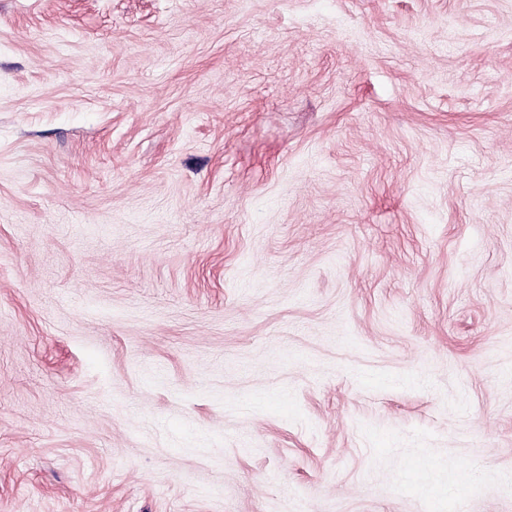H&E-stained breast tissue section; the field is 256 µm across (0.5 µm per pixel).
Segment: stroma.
Wrapping results in <instances>:
<instances>
[{
    "label": "stroma",
    "mask_w": 512,
    "mask_h": 512,
    "mask_svg": "<svg viewBox=\"0 0 512 512\" xmlns=\"http://www.w3.org/2000/svg\"><path fill=\"white\" fill-rule=\"evenodd\" d=\"M0 512H512V0H0Z\"/></svg>",
    "instance_id": "35a3bbf8"
}]
</instances>
